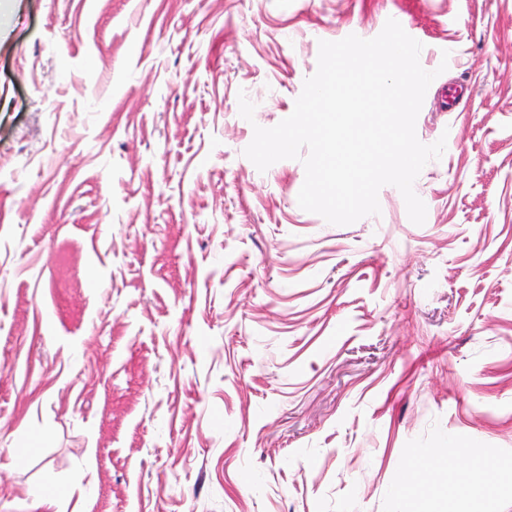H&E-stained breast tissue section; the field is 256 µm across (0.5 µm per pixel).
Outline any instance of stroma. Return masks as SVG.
I'll return each mask as SVG.
<instances>
[{
    "mask_svg": "<svg viewBox=\"0 0 512 512\" xmlns=\"http://www.w3.org/2000/svg\"><path fill=\"white\" fill-rule=\"evenodd\" d=\"M391 17L446 151L332 225L244 150ZM0 512H512V0H0Z\"/></svg>",
    "mask_w": 512,
    "mask_h": 512,
    "instance_id": "obj_1",
    "label": "stroma"
}]
</instances>
